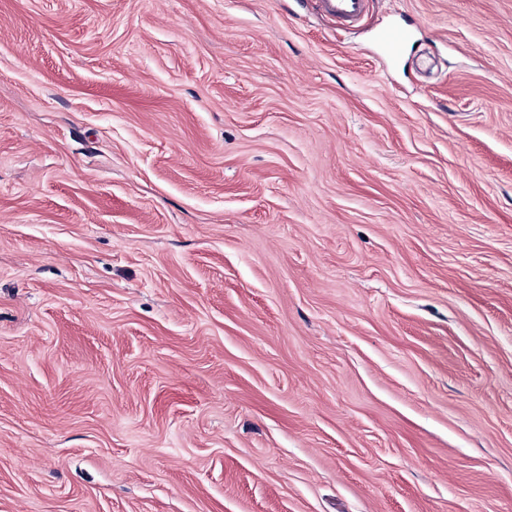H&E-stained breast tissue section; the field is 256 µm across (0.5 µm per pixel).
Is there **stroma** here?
Instances as JSON below:
<instances>
[{"mask_svg": "<svg viewBox=\"0 0 512 512\" xmlns=\"http://www.w3.org/2000/svg\"><path fill=\"white\" fill-rule=\"evenodd\" d=\"M0 512H512V0H0ZM318 8L343 23L357 21L365 12L367 0H316Z\"/></svg>", "mask_w": 512, "mask_h": 512, "instance_id": "obj_1", "label": "stroma"}]
</instances>
